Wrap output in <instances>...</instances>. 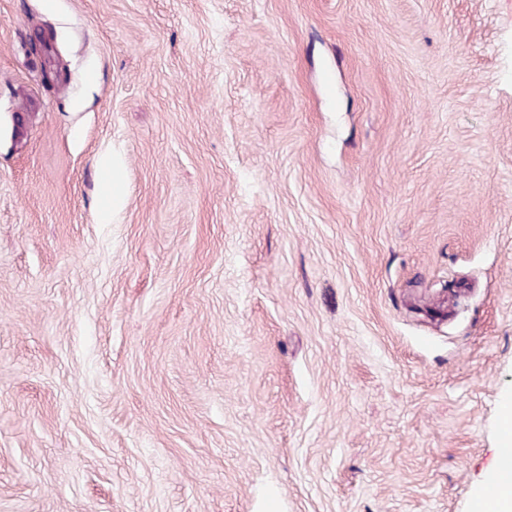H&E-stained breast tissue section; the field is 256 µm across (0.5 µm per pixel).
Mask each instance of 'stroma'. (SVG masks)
Returning a JSON list of instances; mask_svg holds the SVG:
<instances>
[{
  "mask_svg": "<svg viewBox=\"0 0 512 512\" xmlns=\"http://www.w3.org/2000/svg\"><path fill=\"white\" fill-rule=\"evenodd\" d=\"M506 400L512 0H0V512H471ZM28 54L32 57L40 59H48L53 65H49L45 68L43 73V80L46 83L58 84L68 80V72L59 67L56 62L57 47H56V36L53 32H45L30 37L27 43Z\"/></svg>",
  "mask_w": 512,
  "mask_h": 512,
  "instance_id": "stroma-1",
  "label": "stroma"
}]
</instances>
